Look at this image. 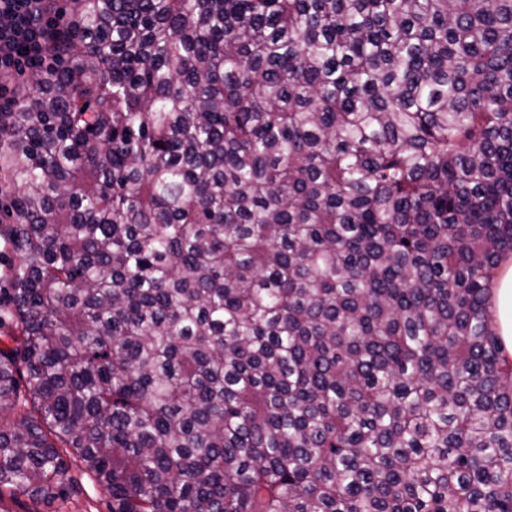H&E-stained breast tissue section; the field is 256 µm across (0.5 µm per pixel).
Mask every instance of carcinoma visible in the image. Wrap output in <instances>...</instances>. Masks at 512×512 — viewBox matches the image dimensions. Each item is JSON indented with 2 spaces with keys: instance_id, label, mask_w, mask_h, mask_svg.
Returning <instances> with one entry per match:
<instances>
[{
  "instance_id": "cac0c4a2",
  "label": "carcinoma",
  "mask_w": 512,
  "mask_h": 512,
  "mask_svg": "<svg viewBox=\"0 0 512 512\" xmlns=\"http://www.w3.org/2000/svg\"><path fill=\"white\" fill-rule=\"evenodd\" d=\"M70 14L0 112V499L512 512V0ZM493 305L491 319L504 351L512 357V263L511 258L499 269L491 288ZM67 457V456H65ZM73 477V488L64 499L38 502L18 492L6 496L0 503V512H110L112 498L76 458H68Z\"/></svg>"
}]
</instances>
